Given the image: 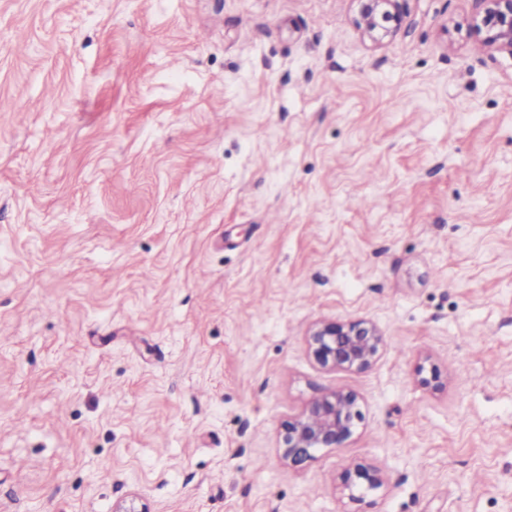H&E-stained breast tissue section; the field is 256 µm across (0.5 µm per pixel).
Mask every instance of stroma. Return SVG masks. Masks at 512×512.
I'll use <instances>...</instances> for the list:
<instances>
[{"label":"stroma","mask_w":512,"mask_h":512,"mask_svg":"<svg viewBox=\"0 0 512 512\" xmlns=\"http://www.w3.org/2000/svg\"><path fill=\"white\" fill-rule=\"evenodd\" d=\"M403 8L0 0V512H512V55ZM334 390L356 432L285 465ZM402 0H356L355 26L375 46L392 40L401 30L405 12ZM384 337L367 321L322 322L309 336L315 361L323 368L365 370L375 361ZM342 485L354 499L355 493L363 495L379 489L383 485V478L375 468L356 465L343 472Z\"/></svg>","instance_id":"obj_1"}]
</instances>
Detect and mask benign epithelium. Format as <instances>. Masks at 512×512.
Masks as SVG:
<instances>
[{
  "label": "benign epithelium",
  "instance_id": "7a95c632",
  "mask_svg": "<svg viewBox=\"0 0 512 512\" xmlns=\"http://www.w3.org/2000/svg\"><path fill=\"white\" fill-rule=\"evenodd\" d=\"M355 26L375 46L392 40L401 30L405 12L401 0H356ZM482 8L468 24L471 33H487L485 43L512 55V0H481ZM384 337L367 321L322 322L309 336L315 361L323 368L365 370L375 361ZM361 420L357 397L334 390L309 403L298 416L288 420L280 433L283 459L292 466L313 457L321 448H338L354 433ZM342 485L361 495L383 485L379 470L356 465L342 474Z\"/></svg>",
  "mask_w": 512,
  "mask_h": 512
}]
</instances>
